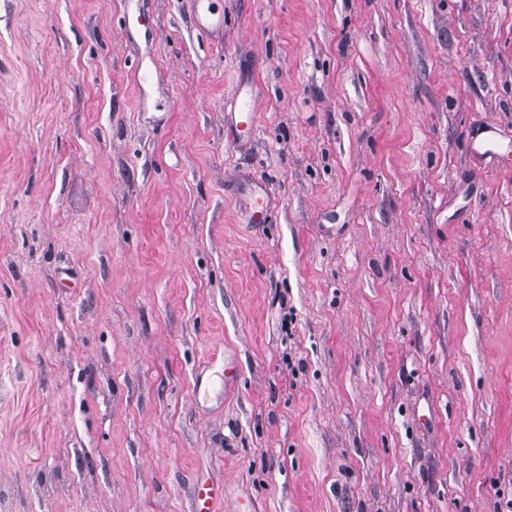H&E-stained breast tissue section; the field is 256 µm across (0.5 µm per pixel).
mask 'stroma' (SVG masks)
I'll return each mask as SVG.
<instances>
[{
	"label": "stroma",
	"instance_id": "1",
	"mask_svg": "<svg viewBox=\"0 0 512 512\" xmlns=\"http://www.w3.org/2000/svg\"><path fill=\"white\" fill-rule=\"evenodd\" d=\"M490 121L512 0H0V512H512ZM225 495L224 485L208 480L197 481L193 487L192 510L193 512H223Z\"/></svg>",
	"mask_w": 512,
	"mask_h": 512
}]
</instances>
